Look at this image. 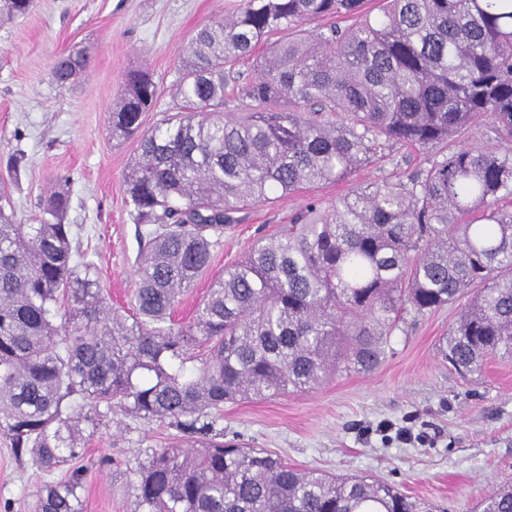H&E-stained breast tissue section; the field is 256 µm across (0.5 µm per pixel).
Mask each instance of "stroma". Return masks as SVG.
<instances>
[{
  "mask_svg": "<svg viewBox=\"0 0 512 512\" xmlns=\"http://www.w3.org/2000/svg\"><path fill=\"white\" fill-rule=\"evenodd\" d=\"M239 0H34L29 15L0 17V177L20 157L5 212L33 223L55 186L69 193L66 223L74 252L97 267L113 306H129L142 250L125 193L137 139H113L109 115L130 71L145 70L157 99L143 127H160L178 103L182 62L205 24L223 21ZM87 47L89 69L69 87L53 74L58 55ZM427 152L396 146L353 179L322 183L273 204L250 207L225 229L210 268L180 298L175 316L188 320L214 277L276 235L310 202L329 209L349 191L426 167ZM454 302L409 318L371 374H342L310 392L224 406V438L279 454L288 463L353 474L396 487L422 512H480L482 498L512 483V359L489 356L481 372L460 376L441 349L461 309ZM407 428L417 439L399 440ZM164 424L117 415L85 431L83 512H134L128 469L146 450L171 442ZM46 474L13 457L0 435V510L34 512Z\"/></svg>",
  "mask_w": 512,
  "mask_h": 512,
  "instance_id": "obj_1",
  "label": "stroma"
}]
</instances>
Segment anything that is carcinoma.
<instances>
[{
	"label": "carcinoma",
	"mask_w": 512,
	"mask_h": 512,
	"mask_svg": "<svg viewBox=\"0 0 512 512\" xmlns=\"http://www.w3.org/2000/svg\"><path fill=\"white\" fill-rule=\"evenodd\" d=\"M241 0L202 26L183 60L181 104L141 131L157 95L129 74L114 139L139 136L125 175L143 251L134 313L107 301L96 268L74 261L69 196L55 190L34 224L0 210V432L16 460L65 478L35 512H81L79 425L132 415L176 430L129 468L134 512H416L392 486L302 470L224 442V404L373 372L416 315L471 293L443 355L461 375L512 357V0ZM33 0H0L24 17ZM346 27L319 26L326 18ZM288 30L286 41L270 36ZM267 45L226 118V69ZM88 50L57 58L62 88ZM484 118L496 145H456ZM430 152L404 180L383 179L304 215L224 269L192 319L178 298L208 269L224 227L255 203L345 181L395 145ZM482 512H512V488Z\"/></svg>",
	"instance_id": "1"
}]
</instances>
